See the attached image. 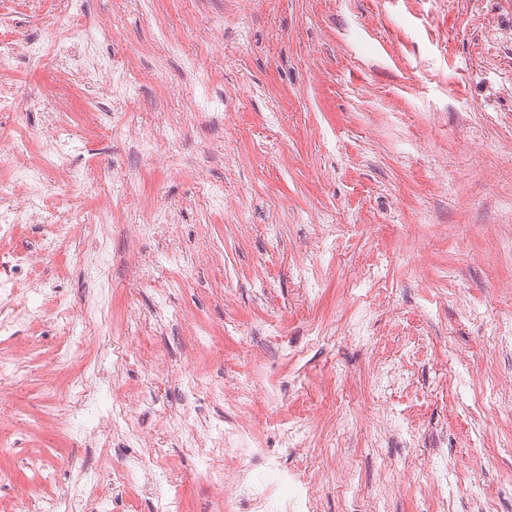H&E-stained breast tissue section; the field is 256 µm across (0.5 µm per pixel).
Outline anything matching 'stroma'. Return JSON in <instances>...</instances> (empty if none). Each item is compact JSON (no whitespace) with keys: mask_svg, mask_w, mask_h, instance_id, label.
Listing matches in <instances>:
<instances>
[{"mask_svg":"<svg viewBox=\"0 0 512 512\" xmlns=\"http://www.w3.org/2000/svg\"><path fill=\"white\" fill-rule=\"evenodd\" d=\"M62 10V0H0V34L42 37ZM82 15L111 18L97 54L141 89L111 102L113 125L76 144L74 158L108 171L110 192L134 209L172 214L192 271L171 287L175 266L130 267L121 224L107 231L112 325L100 333L127 313L141 319L120 377V394L141 400L131 423L166 428L160 407L183 398L148 392L151 366L190 353L196 373L224 385L225 401L207 408L216 427L249 428L284 466L315 461L327 472L316 512H374L379 497L387 512H434L418 477L443 476L451 462L471 493L499 488L490 512H512V343L491 342L512 326V251L503 247L512 240V0H84ZM215 18L224 22L218 45L200 33ZM164 34L181 54L168 53ZM186 54L209 75L222 112L177 114L190 91ZM55 73L48 58L6 80L20 98L46 102ZM156 112L174 115V130L154 133L177 167H159L117 132ZM202 180L223 185V214L209 213ZM41 275L78 308L100 293L89 270L59 259ZM161 299L208 329L205 347L177 323L157 332ZM363 311L365 343L348 333ZM409 339L435 357L416 367V395L368 389L375 351ZM461 370L467 388L434 391L435 375ZM243 384L252 396L241 402ZM489 384L485 404L479 391ZM405 406L411 428L380 434L383 415ZM299 420L305 449L284 453L281 429ZM478 439L485 452L475 459ZM32 445L74 461L43 486L56 495L79 469H106L128 453L76 446L59 432ZM167 454L178 478L159 491H178L183 512H211L204 462L183 448ZM32 489L18 454L0 447V512Z\"/></svg>","mask_w":512,"mask_h":512,"instance_id":"stroma-1","label":"stroma"}]
</instances>
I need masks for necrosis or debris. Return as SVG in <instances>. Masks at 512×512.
Instances as JSON below:
<instances>
[{"instance_id":"4bbe7bcc","label":"necrosis or debris","mask_w":512,"mask_h":512,"mask_svg":"<svg viewBox=\"0 0 512 512\" xmlns=\"http://www.w3.org/2000/svg\"><path fill=\"white\" fill-rule=\"evenodd\" d=\"M112 32L108 20L97 19L72 25L70 17L60 19L46 37L38 40L0 38V73L10 72L19 65L39 64L45 56H54L56 66L65 77L57 87L45 123L35 138L23 135L30 110L22 105L13 88L0 85V112L10 113L11 128L0 129V168H8L13 176L0 183V238L15 237L19 224L40 225L42 232L34 244L21 246L0 260V342L6 352L0 353V422L16 418L17 413L6 400L31 374L26 353L13 347L16 336L36 325H49L57 337L52 353L43 359L38 371L43 385L59 391L65 401L63 410L55 412L58 424L64 426L81 441L92 440L101 448L111 447L113 439L140 448L138 457L125 459L112 467L108 481L98 475L83 473L74 481L70 492L58 496H16L11 512H72L81 507L83 512H114L127 488L140 473H147L150 481H157L152 471V460L165 457V444L153 434L120 418L102 413L98 400L104 389V378L99 373L69 377L68 371L75 353L89 350L99 343V336L86 332L74 333L73 327L82 315L76 308L55 298L52 284L37 274L48 260L67 252L72 265L95 258L96 276L101 287L110 285V257L108 242L103 234L114 214L127 212L128 207L113 197H104L98 206V220L92 224L75 223L72 207L61 200L59 187L86 180L103 182L101 172L80 168L75 162L72 147L79 132L69 122L74 109L73 90L97 89L112 84V69L106 61L89 59L90 50L107 39ZM165 212H158L155 220H127L123 229L136 268L154 266L157 257L178 262L180 254L171 248L172 235L166 228ZM147 238L162 241L160 256L144 254L139 244ZM27 274L34 283L36 303L15 304L18 277ZM417 354L412 343H405L388 354H377L372 359L367 383L376 392L405 389L411 384V366ZM152 381L177 385L187 405L171 411L166 419L181 437L183 447L193 449L206 464L205 475L213 489L214 512H224V460L242 452L265 458L261 448H251L245 429L214 430L199 435L196 422L202 412V400H224L223 386L188 372L186 367L155 364ZM325 474L310 470L307 477L296 472H283L275 462L267 461L263 476L248 482L249 499L253 512H269L273 502L283 503L288 512H314V488Z\"/></svg>"}]
</instances>
